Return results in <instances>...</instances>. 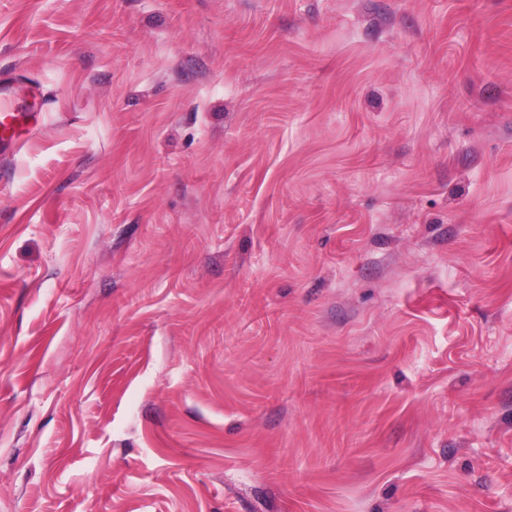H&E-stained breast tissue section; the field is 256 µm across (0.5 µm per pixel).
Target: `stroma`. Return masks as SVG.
I'll return each instance as SVG.
<instances>
[{
  "mask_svg": "<svg viewBox=\"0 0 512 512\" xmlns=\"http://www.w3.org/2000/svg\"><path fill=\"white\" fill-rule=\"evenodd\" d=\"M12 76L0 512H512V0H0ZM14 85L10 79H0V174L8 176L13 162L26 144V139L38 129V119L17 105Z\"/></svg>",
  "mask_w": 512,
  "mask_h": 512,
  "instance_id": "obj_1",
  "label": "stroma"
}]
</instances>
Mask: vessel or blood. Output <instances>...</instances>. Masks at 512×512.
Masks as SVG:
<instances>
[{
    "instance_id": "obj_1",
    "label": "vessel or blood",
    "mask_w": 512,
    "mask_h": 512,
    "mask_svg": "<svg viewBox=\"0 0 512 512\" xmlns=\"http://www.w3.org/2000/svg\"><path fill=\"white\" fill-rule=\"evenodd\" d=\"M37 128L36 116L17 105L12 81L0 79V174H10L27 137Z\"/></svg>"
}]
</instances>
